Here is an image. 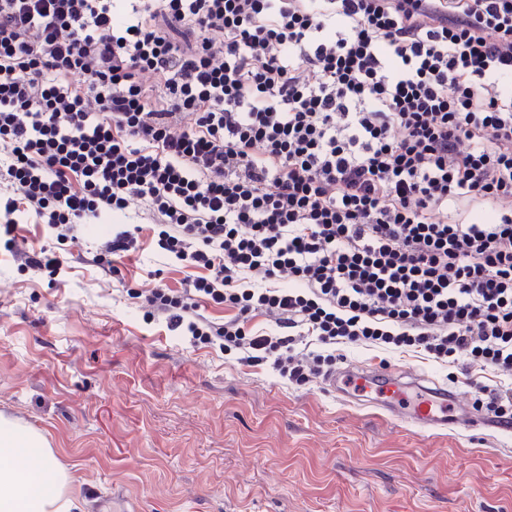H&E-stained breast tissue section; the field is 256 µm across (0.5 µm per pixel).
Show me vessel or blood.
Instances as JSON below:
<instances>
[{"instance_id":"vessel-or-blood-1","label":"vessel or blood","mask_w":512,"mask_h":512,"mask_svg":"<svg viewBox=\"0 0 512 512\" xmlns=\"http://www.w3.org/2000/svg\"><path fill=\"white\" fill-rule=\"evenodd\" d=\"M326 385L345 402L379 408L389 417L425 431L458 427L484 432L512 427L472 411L459 389L398 369L350 364L328 376Z\"/></svg>"}]
</instances>
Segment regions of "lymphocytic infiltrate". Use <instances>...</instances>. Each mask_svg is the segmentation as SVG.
Returning <instances> with one entry per match:
<instances>
[{
  "instance_id": "f902f5d3",
  "label": "lymphocytic infiltrate",
  "mask_w": 512,
  "mask_h": 512,
  "mask_svg": "<svg viewBox=\"0 0 512 512\" xmlns=\"http://www.w3.org/2000/svg\"><path fill=\"white\" fill-rule=\"evenodd\" d=\"M2 181L27 268L60 262L20 214L62 244L141 203L203 271L149 319L299 386L343 345L463 359L512 421V0H0Z\"/></svg>"
}]
</instances>
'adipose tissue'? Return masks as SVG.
<instances>
[{"label": "adipose tissue", "mask_w": 512, "mask_h": 512, "mask_svg": "<svg viewBox=\"0 0 512 512\" xmlns=\"http://www.w3.org/2000/svg\"><path fill=\"white\" fill-rule=\"evenodd\" d=\"M47 438L0 416V512H76Z\"/></svg>", "instance_id": "adipose-tissue-1"}]
</instances>
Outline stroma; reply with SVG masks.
<instances>
[{"label":"stroma","mask_w":512,"mask_h":512,"mask_svg":"<svg viewBox=\"0 0 512 512\" xmlns=\"http://www.w3.org/2000/svg\"><path fill=\"white\" fill-rule=\"evenodd\" d=\"M126 222L139 248L113 256L114 276L93 234L60 245L30 216L20 248L56 252L60 274L0 251V415L47 437L82 512L115 487L140 512H512V433L422 432L147 320L133 291H176L200 271L157 252L146 206ZM338 353L470 389L462 363Z\"/></svg>","instance_id":"stroma-1"}]
</instances>
